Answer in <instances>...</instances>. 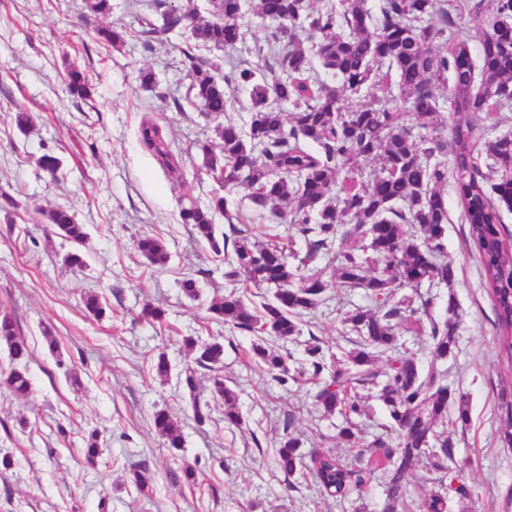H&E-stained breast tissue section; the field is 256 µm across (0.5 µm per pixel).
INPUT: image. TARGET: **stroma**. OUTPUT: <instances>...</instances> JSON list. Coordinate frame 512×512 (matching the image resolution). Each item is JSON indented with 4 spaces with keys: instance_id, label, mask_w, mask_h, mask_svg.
Wrapping results in <instances>:
<instances>
[{
    "instance_id": "1",
    "label": "stroma",
    "mask_w": 512,
    "mask_h": 512,
    "mask_svg": "<svg viewBox=\"0 0 512 512\" xmlns=\"http://www.w3.org/2000/svg\"><path fill=\"white\" fill-rule=\"evenodd\" d=\"M86 3L0 0V193L20 203L15 223L0 216V311L15 316L27 341L32 383L24 399L0 386V457L11 459L10 466L0 465V512H383L381 472L339 501L321 493L309 467L289 477L279 469L276 450L288 431L306 456L329 451L346 464L377 458L373 441L389 422L386 411L357 391L367 413L358 420L359 443L347 446L339 437L341 415L315 404L320 379L307 373L278 384L248 359L252 336L210 320L209 303L232 286L223 256L181 223L179 211L207 205L217 188L196 147L212 138L213 124L184 101L179 52L144 46L141 0H112L101 20ZM100 22L126 31L121 48L96 42L93 29ZM72 63L95 88L89 100L67 91ZM143 69L154 74L151 88L140 84ZM19 107L33 114L25 134L11 120ZM149 118L166 128L181 153V181L170 180L139 144L138 130ZM46 153L61 161L57 176L35 164ZM444 192L445 244L456 277L452 289H436L433 313L445 316L449 299H456L458 344L441 367L449 388L467 400L469 422L449 427L456 448L444 468L427 456L413 467L405 512H419L421 499L435 492L445 497L446 512H512V447L504 441L512 420V365L479 262L466 247L469 229L459 219L454 185ZM58 206L73 210L87 227L83 268L66 266L70 244L45 231V211ZM144 234L165 242L166 266L150 265L137 251ZM186 275L200 284L197 299L187 298L178 284ZM91 293L109 303L105 318L86 312ZM148 304L165 310L163 323L141 319ZM369 304L363 291L348 293L329 282L322 304L303 317L300 336L267 343L287 353L292 369L304 362L310 338L338 353L346 345L345 313ZM51 335L59 342L55 355L48 349ZM186 336L221 337L224 381L237 394L241 425L225 423L220 400L208 420H194L179 384L181 372L194 364L182 345ZM161 354L171 366L164 379L153 368ZM72 368L80 386L66 377ZM161 409L178 421L183 450L167 448L156 433L152 415ZM289 415L294 423L287 430ZM92 434L102 449L93 463L83 451ZM140 462L151 478L145 494L132 475ZM188 467L197 472L196 484L184 479Z\"/></svg>"
}]
</instances>
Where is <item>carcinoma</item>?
Masks as SVG:
<instances>
[{
	"label": "carcinoma",
	"mask_w": 512,
	"mask_h": 512,
	"mask_svg": "<svg viewBox=\"0 0 512 512\" xmlns=\"http://www.w3.org/2000/svg\"><path fill=\"white\" fill-rule=\"evenodd\" d=\"M152 6L161 11L162 23L145 22L143 43L150 47L170 41L172 34H190L194 44L180 48L190 80L186 100L214 121L219 140L216 145L200 141L197 148L206 172L224 194H215L203 208H182L181 223L193 225L219 253L213 218L224 215L235 235L233 240L223 236V243H232V251L224 252V277L232 284L243 281L275 289L273 299L259 309L234 291L215 298L208 305L210 319L255 336L251 357L277 382L297 381L285 358L265 346V337L290 341L300 335L299 321L318 306L327 288L325 269L315 262L335 255L336 283L348 292L366 291L372 306L356 307L342 319L346 334L354 336L352 348L342 352L315 400L325 412L342 415L345 426L339 436L352 444L359 440L355 418L363 414V406L351 393L359 388L378 391L391 425L373 446L385 450L394 441L400 448L399 457L387 463L384 472L385 512H396L407 495L406 478L426 450L439 448L433 454L437 467L452 456L450 441L440 438L436 428L450 412L463 425L469 420L467 401L452 395L438 368L456 347L454 296L448 295V317L443 320L429 314L430 296L396 297L398 288H452L455 269L445 246L448 203L441 190L450 176L460 219L469 225V246L477 254L495 307L500 340L512 351V234L503 224V211H512V134L498 138L488 160L479 150L482 114L497 112L500 123L512 121V42L499 34L500 25L512 21V0H379L375 8L368 0H257L253 6L246 0H208L209 20L191 5L152 0ZM251 11L276 24L274 45L269 47L274 66L268 71L258 73L229 59V71L223 74L218 64L195 54L198 44L223 50L245 43ZM466 11L483 19L475 51L463 22ZM96 36L115 47L125 43L126 32L101 26ZM438 41L444 50L434 48ZM319 69L340 86L319 80ZM232 81L249 88L251 117L245 130L224 122V85ZM372 87L379 94L350 104L348 95ZM447 87L445 100L441 90ZM67 90L82 100L94 94L76 68L68 73ZM284 104L293 110L283 113ZM446 107L467 116L452 127L448 138L441 133ZM139 137L160 167L174 170L178 159L157 124L144 122ZM448 154L454 157L451 173L442 163ZM362 160L374 163L370 171L359 168ZM240 187L248 190L253 212L269 213L296 227L305 241L304 257L277 244L250 241L239 228L249 217L227 210L226 194ZM44 216L51 231L73 245L67 264L83 266L86 226L65 207ZM348 239L361 246L336 249L337 241ZM136 247L153 266L169 262L164 242L156 237L143 236ZM403 330L428 333L430 361L421 365L398 357L389 370H380L378 358L394 350ZM0 344L14 361L0 385L25 399L31 392L24 363L28 345L17 320L6 311L0 312ZM183 346L194 354L195 367L187 368L180 380L194 419L201 424L210 414L209 402L201 398L200 368L209 372L210 396L224 400V421L241 425L237 396L220 374L224 344L216 338L186 336ZM306 353L313 375H321L327 369L321 341L312 339ZM152 422L167 447H184L169 411L154 412ZM303 459L299 439L284 434L277 449L279 468L291 476ZM311 462L320 487L336 499L364 485L375 469L372 460L351 467L329 451Z\"/></svg>",
	"instance_id": "1"
}]
</instances>
